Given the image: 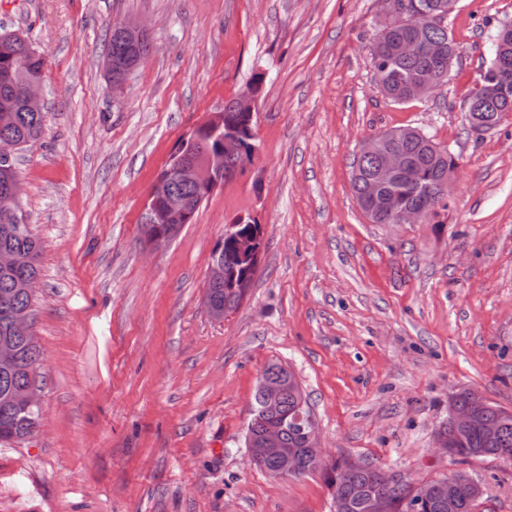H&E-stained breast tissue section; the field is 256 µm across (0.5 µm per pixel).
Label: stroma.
Masks as SVG:
<instances>
[{"instance_id": "1", "label": "stroma", "mask_w": 512, "mask_h": 512, "mask_svg": "<svg viewBox=\"0 0 512 512\" xmlns=\"http://www.w3.org/2000/svg\"><path fill=\"white\" fill-rule=\"evenodd\" d=\"M383 0H0V28L44 54L41 136L15 156L41 245L32 331L42 423L0 443V512H334L316 475L251 465L259 373L291 367L322 447L410 484L455 471L432 452L448 396L512 409V113L464 107L512 0H458V58L430 96L381 93L369 44ZM153 51L123 92L112 20ZM263 73L253 163L166 245L141 215L175 144ZM415 128L460 160L435 224H373L352 191L363 140ZM239 215L265 252L250 298L213 319V249ZM479 512H512V463L464 465ZM114 34L128 46L137 47L141 41L146 39V25L141 21L121 20L112 21V32L110 33L106 57L117 59L105 61V73L108 83L112 86V91L123 89L128 83L130 76L142 64L143 58L140 55H130L123 62L126 55L130 53V48L112 36Z\"/></svg>"}]
</instances>
